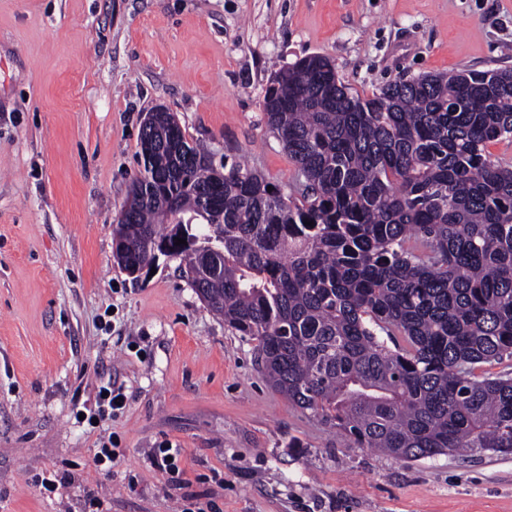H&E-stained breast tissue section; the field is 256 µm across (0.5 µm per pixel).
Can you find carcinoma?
Returning <instances> with one entry per match:
<instances>
[{"mask_svg":"<svg viewBox=\"0 0 512 512\" xmlns=\"http://www.w3.org/2000/svg\"><path fill=\"white\" fill-rule=\"evenodd\" d=\"M261 106L290 192L157 110L113 256L179 260L271 387L359 448L512 453V372L476 373L512 357V165L488 152L512 137V68L362 97L314 55Z\"/></svg>","mask_w":512,"mask_h":512,"instance_id":"cac0c4a2","label":"carcinoma"}]
</instances>
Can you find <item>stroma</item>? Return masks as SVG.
Here are the masks:
<instances>
[{"label": "stroma", "instance_id": "stroma-1", "mask_svg": "<svg viewBox=\"0 0 512 512\" xmlns=\"http://www.w3.org/2000/svg\"><path fill=\"white\" fill-rule=\"evenodd\" d=\"M312 55L363 96L512 67V0H0V512H512V454L349 447L177 261L135 279L113 256L146 113L284 186L261 101ZM107 384L124 409L79 423Z\"/></svg>", "mask_w": 512, "mask_h": 512}]
</instances>
